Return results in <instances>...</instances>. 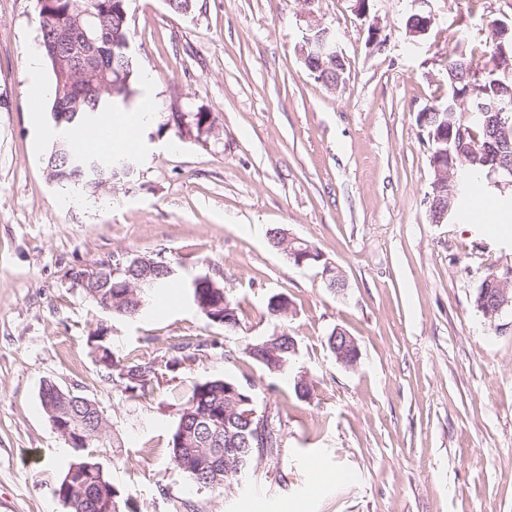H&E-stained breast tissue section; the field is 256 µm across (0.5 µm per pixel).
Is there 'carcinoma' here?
<instances>
[{
  "label": "carcinoma",
  "mask_w": 512,
  "mask_h": 512,
  "mask_svg": "<svg viewBox=\"0 0 512 512\" xmlns=\"http://www.w3.org/2000/svg\"><path fill=\"white\" fill-rule=\"evenodd\" d=\"M99 0H57L54 10L64 13L67 8L96 10ZM98 27L112 31V41L103 43L99 49V71L104 74L112 89L91 92L85 89L87 81L79 74L81 67L78 57H73V70L69 71L74 83L72 102L77 118L61 124L64 144L53 147L48 152L46 169L55 181L64 187L78 188L94 193L104 183L112 180V163L116 158L77 149L71 135L89 121L98 119L106 112H117L127 105L133 94L131 78L135 64L128 53L125 42L129 40V22L112 12V9L99 11L96 19ZM498 90L488 74L473 66V60L463 52L448 55V101L439 105L441 112L432 113L428 118L419 114L417 122L424 123L425 131H436L448 124L451 142L448 148L455 166H468L482 173H488L490 164L499 171L512 167V152L498 151L497 134L499 127L512 113L495 111ZM139 273L112 279L107 287L97 286L96 290L112 297V314L134 317L141 311L129 297V289L117 284L135 282ZM192 298L197 307L209 306L217 316H225L230 323L229 331L239 323L238 307L228 299L222 286L215 288L207 280H202L192 289ZM94 344L102 346L112 356V371L116 373L126 392L141 398H148L152 392V382L156 377V362L144 359L130 362L115 355L110 346V338L92 336ZM204 343L182 344L167 360L166 367L176 368L196 360ZM277 351V357L287 362L293 354L288 352V333L267 336L246 344L244 354L266 370H271L267 350ZM235 385L231 379H211L197 382L185 402L179 421L173 430L170 441L172 460L185 476L194 484L222 492L224 487L238 480L237 473L245 465L263 457H273L280 448V434L271 426L270 417L258 414L247 420L241 414L253 410L245 400L249 394L236 385L237 398L227 395V386ZM66 399L56 393V386H46L45 400L41 404H53L67 415V419L90 438L89 446L97 447L101 438V420L86 404L87 397L65 391ZM236 448L238 452L224 457V449ZM78 456L70 463L57 489L59 497L68 512H99L101 496L112 498V512H136L134 501L125 496L110 481L97 455L85 448L76 449Z\"/></svg>",
  "instance_id": "carcinoma-1"
}]
</instances>
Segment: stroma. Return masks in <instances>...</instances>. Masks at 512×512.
<instances>
[{
	"mask_svg": "<svg viewBox=\"0 0 512 512\" xmlns=\"http://www.w3.org/2000/svg\"><path fill=\"white\" fill-rule=\"evenodd\" d=\"M354 6L193 0L181 14L129 0L127 108L147 102L154 117L135 134L130 183L87 200L45 168L58 135L50 101L36 115L29 94L36 0H0V512H67L56 489L76 453L42 408L48 382L104 410L96 453L139 512H250L259 496L278 512H512V310L491 322L473 305L487 270L512 266V183L454 198L455 220L432 223L431 146L416 123L448 97L451 48L483 51L495 23L512 24V0H428L434 24L418 41L413 0ZM313 24L345 58L338 87L305 66ZM173 112L185 129L168 125ZM275 229L321 251L345 289L273 248ZM115 253L172 269L133 318L103 312L73 278ZM203 276L238 304L233 331L193 304ZM275 294L291 303L285 318L267 313ZM102 324L117 355L155 358L150 398L97 364L87 340ZM338 327L356 366L327 346ZM281 330L298 343L285 371L243 355ZM202 341L195 362L166 369L174 345ZM224 377L274 417L281 445L217 493L175 466L169 441L193 384ZM335 331H332L330 336H328L327 338V344L329 349L333 352L332 338L335 333L336 343L343 339L342 346L336 344V351L334 352L336 360L345 366H354L359 358V348L355 338L342 329H336Z\"/></svg>",
	"mask_w": 512,
	"mask_h": 512,
	"instance_id": "35a3bbf8",
	"label": "stroma"
}]
</instances>
